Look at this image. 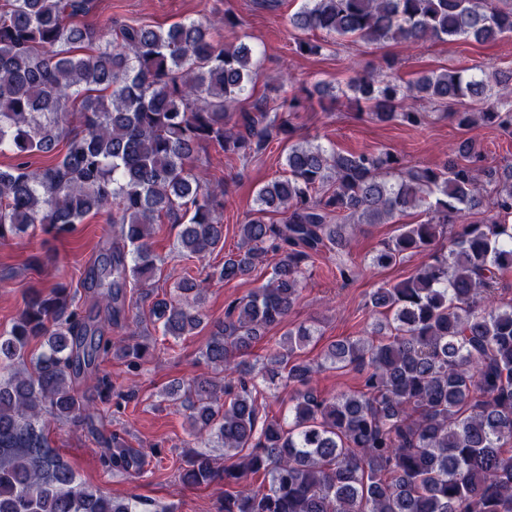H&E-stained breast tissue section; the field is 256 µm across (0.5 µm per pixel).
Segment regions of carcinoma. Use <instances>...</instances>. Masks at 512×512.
I'll return each instance as SVG.
<instances>
[{"label":"carcinoma","mask_w":512,"mask_h":512,"mask_svg":"<svg viewBox=\"0 0 512 512\" xmlns=\"http://www.w3.org/2000/svg\"><path fill=\"white\" fill-rule=\"evenodd\" d=\"M93 0H7L0 7V241L30 228L61 235L89 215L112 214L110 245L87 270L85 305L66 282L32 295L0 331V512H145L78 480L48 437V420L91 422L76 389L74 365L100 353L135 372L155 345L156 326L173 339L204 321L203 294L213 278L231 282L269 266L267 282L231 300L201 352L213 374L178 385L191 425L224 449V463L204 450L186 455L183 479L222 482L220 512H512V301H497L500 276L512 272V166L489 165L473 137L457 160L410 165L389 150L338 152L307 142L288 147L284 175L258 189L236 249L224 262L184 271L167 300L149 308L158 263L154 225L179 227L172 259H202L224 249L225 189L194 172L205 146L242 161L292 136V116L313 89L272 105L253 96L255 49L215 40L239 25L226 13L167 27L112 22L79 25ZM296 52L318 56L328 40L417 45L428 40L488 42L512 33V0H302L289 17ZM354 103L371 119L420 126L444 107L464 132L512 128V73L479 66L444 68L404 81L395 63L355 82ZM63 145L61 158L33 168L29 158ZM415 210L417 224L380 244L371 263L389 267L424 255L415 274L369 295L382 319L376 338L329 344L319 361L299 360L316 328L287 330L261 360L244 359L266 330L281 324L316 257L346 254V230L390 224ZM482 218L463 219L472 211ZM461 230L445 249L448 225ZM139 294V300L133 295ZM129 335L104 339L109 325ZM34 342L40 349H31ZM351 367L362 388L330 397L313 387L325 369ZM288 388V418L269 417L259 397ZM116 474H137L143 454L118 433L101 455ZM256 488L228 490L255 475Z\"/></svg>","instance_id":"obj_1"}]
</instances>
